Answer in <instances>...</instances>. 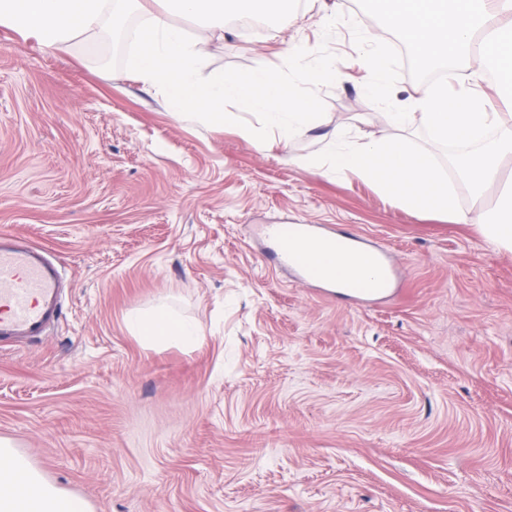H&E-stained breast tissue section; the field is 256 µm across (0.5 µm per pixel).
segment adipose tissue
<instances>
[{
    "instance_id": "1",
    "label": "adipose tissue",
    "mask_w": 512,
    "mask_h": 512,
    "mask_svg": "<svg viewBox=\"0 0 512 512\" xmlns=\"http://www.w3.org/2000/svg\"><path fill=\"white\" fill-rule=\"evenodd\" d=\"M128 321L152 348L169 343L190 348L200 339L195 322L164 307L133 310ZM0 512H89V507L46 481L25 457L0 441Z\"/></svg>"
}]
</instances>
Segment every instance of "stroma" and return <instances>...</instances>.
<instances>
[{
	"label": "stroma",
	"instance_id": "obj_1",
	"mask_svg": "<svg viewBox=\"0 0 512 512\" xmlns=\"http://www.w3.org/2000/svg\"><path fill=\"white\" fill-rule=\"evenodd\" d=\"M341 20L315 24L321 4ZM304 24L233 22L200 68L282 66L326 43L345 80L289 147L182 121L91 47L0 27V231L63 266L53 333L0 347V438L92 512H512V253L297 156L324 134L392 133L362 92L356 0ZM322 224L382 250L395 287L320 297L265 258L259 224ZM173 306L191 348H145L137 308Z\"/></svg>",
	"mask_w": 512,
	"mask_h": 512
}]
</instances>
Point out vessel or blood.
<instances>
[{
    "mask_svg": "<svg viewBox=\"0 0 512 512\" xmlns=\"http://www.w3.org/2000/svg\"><path fill=\"white\" fill-rule=\"evenodd\" d=\"M278 266L298 272L323 292L336 286L335 266L311 260L318 248L335 250L336 236L315 224L265 228ZM61 270L43 247L0 235V343L48 336L62 314Z\"/></svg>",
    "mask_w": 512,
    "mask_h": 512,
    "instance_id": "vessel-or-blood-1",
    "label": "vessel or blood"
}]
</instances>
